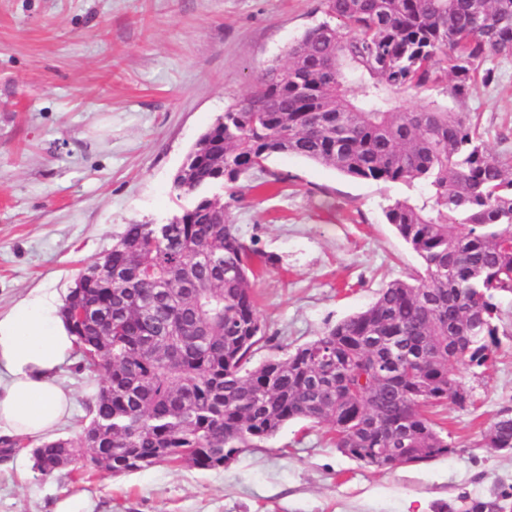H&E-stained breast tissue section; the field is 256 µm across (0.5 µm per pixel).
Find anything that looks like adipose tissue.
<instances>
[{"label": "adipose tissue", "mask_w": 512, "mask_h": 512, "mask_svg": "<svg viewBox=\"0 0 512 512\" xmlns=\"http://www.w3.org/2000/svg\"><path fill=\"white\" fill-rule=\"evenodd\" d=\"M74 349L56 299L31 296L0 313V435L43 438L70 415L58 371Z\"/></svg>", "instance_id": "ef3b65f1"}]
</instances>
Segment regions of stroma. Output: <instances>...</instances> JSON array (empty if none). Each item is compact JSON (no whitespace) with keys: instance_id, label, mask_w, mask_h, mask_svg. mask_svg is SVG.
I'll use <instances>...</instances> for the list:
<instances>
[{"instance_id":"35a3bbf8","label":"stroma","mask_w":512,"mask_h":512,"mask_svg":"<svg viewBox=\"0 0 512 512\" xmlns=\"http://www.w3.org/2000/svg\"><path fill=\"white\" fill-rule=\"evenodd\" d=\"M320 0H0V312L29 293L64 300L79 271L126 225L164 224L177 209L172 179L200 135L239 101L290 43L322 19ZM494 154L512 156V62L499 82L469 89ZM277 190L228 210L276 263L254 284L271 343L286 356L371 304L419 266L383 208L414 195L404 184L348 178L277 156ZM499 345L464 368L466 407L442 411L454 454L377 469L350 459L325 427L288 423L219 470L156 464L129 475L49 477L27 450L0 456V512H437L495 499L512 512V451L484 435L512 410V297L499 301ZM74 410L55 430L74 440L100 375L59 371Z\"/></svg>"}]
</instances>
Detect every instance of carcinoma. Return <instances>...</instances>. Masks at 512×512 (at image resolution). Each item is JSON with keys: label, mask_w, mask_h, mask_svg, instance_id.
<instances>
[{"label": "carcinoma", "mask_w": 512, "mask_h": 512, "mask_svg": "<svg viewBox=\"0 0 512 512\" xmlns=\"http://www.w3.org/2000/svg\"><path fill=\"white\" fill-rule=\"evenodd\" d=\"M321 10L287 63L264 68L188 152L173 189L189 206L159 236L156 224L126 225L105 257L121 280L106 273L67 295V307L112 310L110 322L68 321L79 369L106 379L78 441L37 448L41 475L78 461L114 475L184 460L215 470L297 420L328 428L341 453L376 468L454 452L432 416L472 403L454 370L492 360L497 299L512 295V158L487 150L467 106L469 83L496 82L495 60L512 57V0H321ZM442 83L445 102L396 101ZM280 155L418 187L384 213L420 266L288 356L256 363L272 337L252 278L275 258L226 210L254 180H282L267 166ZM226 183L237 190L212 203L208 190ZM100 422L112 428L83 447ZM485 439L512 448V414Z\"/></svg>", "instance_id": "1"}]
</instances>
